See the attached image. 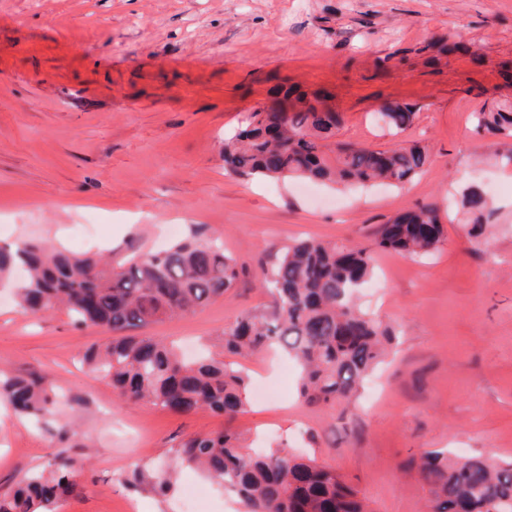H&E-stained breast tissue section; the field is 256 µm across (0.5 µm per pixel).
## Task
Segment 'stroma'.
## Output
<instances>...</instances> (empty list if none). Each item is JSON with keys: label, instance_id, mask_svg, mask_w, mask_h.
<instances>
[{"label": "stroma", "instance_id": "obj_1", "mask_svg": "<svg viewBox=\"0 0 512 512\" xmlns=\"http://www.w3.org/2000/svg\"><path fill=\"white\" fill-rule=\"evenodd\" d=\"M330 93L338 141L384 149L415 143L430 157L405 186L347 190L224 169V141L279 81ZM413 106L396 133L376 117ZM512 103V0H0V246L50 241L121 258L159 252L195 231L219 239L242 273L196 313L142 333L213 346L244 313H266L262 288L295 239L371 249L375 275L358 306L397 325L394 352L348 412L298 396L297 369L276 351L244 363L282 389L250 392L234 420L119 401L81 362L107 343L66 314H21L0 288V370L50 373L57 416L35 421L0 400V493L62 453L82 461L79 487L57 512H178L187 468L162 494L133 489L135 469L169 462L179 439L232 428L244 442L314 456L365 496L373 512H423L413 454L453 448L512 459V167L501 166L472 112ZM494 191L492 248L449 207L465 187ZM435 205L444 240L430 256L375 249L398 212ZM89 234L76 240L72 225ZM82 407L71 413L69 403ZM78 425L58 437L69 416Z\"/></svg>", "mask_w": 512, "mask_h": 512}]
</instances>
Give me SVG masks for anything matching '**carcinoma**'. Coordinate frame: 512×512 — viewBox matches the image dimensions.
<instances>
[{
	"label": "carcinoma",
	"mask_w": 512,
	"mask_h": 512,
	"mask_svg": "<svg viewBox=\"0 0 512 512\" xmlns=\"http://www.w3.org/2000/svg\"><path fill=\"white\" fill-rule=\"evenodd\" d=\"M272 104L251 113L248 124L224 142V165L237 176L297 177L343 186L387 182L402 187L428 164L415 145L385 150L333 140L340 119L322 93L296 86L271 90ZM416 112L388 103L385 124L407 129ZM479 134L512 139V106L472 113ZM460 204L473 216L472 236L490 246L494 208L487 193L469 189ZM381 250L409 256L432 253L444 230L430 205L400 212L373 232ZM17 288L25 315L64 311L73 326H98L116 336L83 355L123 402H149L175 415L207 410L227 419L243 412L249 375L238 363L208 356L184 360L164 341L136 336L148 324L195 313L224 296L239 278L236 259L201 233L154 254L110 257L77 255L46 241L0 247V279L18 268ZM374 273L372 253L358 246L299 240L264 273L275 296L271 311L246 313L224 330V353L247 359L276 347L301 366L299 394L307 403L350 402L365 377L383 360L395 329L360 311L359 288ZM0 395L20 416H52L57 393L49 374L0 373ZM427 488L425 512H512V461L424 452L412 459ZM198 468L224 485L244 512H369L366 500L336 471L286 448L255 451L230 429L182 439L168 468L150 477L137 470L127 484L166 491L178 470ZM76 462L58 454L26 472L0 495V512H54L58 500L77 488Z\"/></svg>",
	"instance_id": "obj_1"
}]
</instances>
